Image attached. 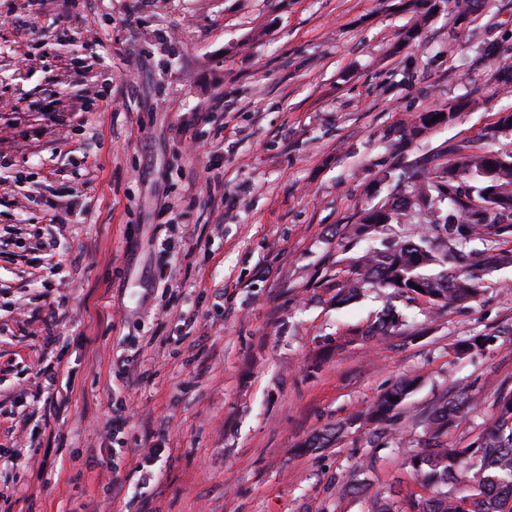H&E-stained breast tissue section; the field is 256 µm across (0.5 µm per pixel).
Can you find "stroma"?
<instances>
[{
	"label": "stroma",
	"instance_id": "1",
	"mask_svg": "<svg viewBox=\"0 0 512 512\" xmlns=\"http://www.w3.org/2000/svg\"><path fill=\"white\" fill-rule=\"evenodd\" d=\"M0 492L11 512H371L418 420L512 389V264L476 300L336 302L378 164L512 111V0H0ZM418 27L404 44L403 33ZM475 95L454 124L417 112ZM211 113L203 122V113ZM59 214L61 222L50 219ZM55 245L59 268L38 242ZM393 335L368 332L387 303ZM478 333L493 343L459 354ZM416 380L392 420L359 414ZM125 419L122 439L112 420ZM342 436L307 451L314 434ZM375 464L358 492L343 475ZM422 113H438V114H444L443 120H445V123L448 125L453 124L459 113L458 103H448L443 108L432 111V112H421L418 113L416 116L412 117L410 119L409 126L407 127V134L408 136L414 135L416 136L421 132V129H427L430 125L428 124V121L425 116L422 115ZM446 114V115H445ZM410 132V133H409Z\"/></svg>",
	"mask_w": 512,
	"mask_h": 512
}]
</instances>
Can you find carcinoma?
<instances>
[{"instance_id": "carcinoma-1", "label": "carcinoma", "mask_w": 512, "mask_h": 512, "mask_svg": "<svg viewBox=\"0 0 512 512\" xmlns=\"http://www.w3.org/2000/svg\"><path fill=\"white\" fill-rule=\"evenodd\" d=\"M453 10L467 15L484 7L487 0H445ZM451 162H433L422 157L406 163L398 177L383 162L380 179H395L391 191L379 204L358 212L355 224L344 236L356 235L368 226L383 233L393 225L418 224L422 232L405 236L382 249L368 250L351 259L353 277L336 285V300L348 301L364 288L380 286L393 290L396 298L421 297L433 306L467 302L479 291L473 278L450 266L436 275L425 268L467 260L469 246L479 240L486 245L484 264H512V250L492 246L499 237L512 235V152L476 148L471 142L448 146ZM448 237V251L432 248L433 234ZM426 259L414 267L417 254ZM420 290H415V287ZM402 325V317L388 306L368 331L385 336ZM410 383L393 385L365 412L373 419L388 420L396 414ZM471 397L461 394L446 400L423 416L422 439L407 456V465L429 496L391 489L376 498L373 512H512V390H501L494 415L470 445L461 448L448 434Z\"/></svg>"}]
</instances>
